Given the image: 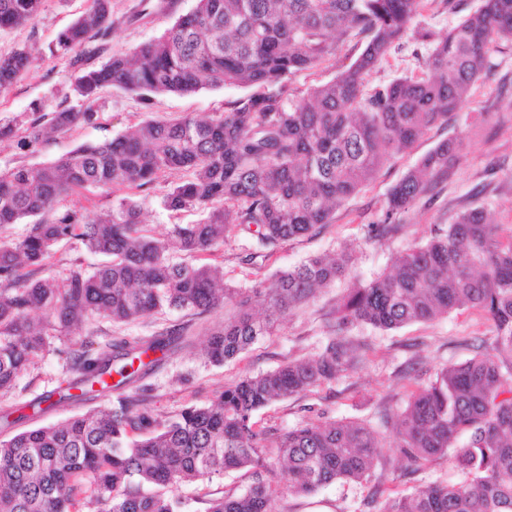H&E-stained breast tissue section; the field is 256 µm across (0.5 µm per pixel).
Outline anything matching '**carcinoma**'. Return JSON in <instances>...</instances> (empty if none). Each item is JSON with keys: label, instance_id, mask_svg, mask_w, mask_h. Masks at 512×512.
I'll return each instance as SVG.
<instances>
[{"label": "carcinoma", "instance_id": "1", "mask_svg": "<svg viewBox=\"0 0 512 512\" xmlns=\"http://www.w3.org/2000/svg\"><path fill=\"white\" fill-rule=\"evenodd\" d=\"M420 3L196 0L133 53L81 68L73 84L79 105L60 103L50 112L40 106L21 121L0 122V140L16 137L19 148L35 152L56 133L95 123L94 102L106 87L145 101L226 85L262 89L216 118L146 120L53 161L0 173V228L32 220L23 236L0 242V391L12 389L44 354L51 330L76 337L70 356L78 373L65 388L1 410L0 424L26 419V407L36 414L98 391L118 392L110 407L0 439V512H179L175 487L229 470L246 471L251 483L211 500L208 512H271L283 492L309 496L337 480L361 482L383 447L376 430L360 422L308 421L279 436L285 467L277 472L266 460L256 412L355 368L349 327L397 329L462 306L493 321V342L476 340L472 358L437 369L402 413L381 417L399 440L401 475L451 455L461 478L395 497L387 512H512V243L495 240L481 206L436 227L388 271L353 282L320 353L245 376L170 420L125 394L154 367L153 355L167 351L170 338L102 345L78 336L99 318L130 323L163 308L204 313L231 304L235 315L205 347L208 362L219 365L271 334L286 310L346 276L343 250L244 289L224 283L223 269L193 258L223 243L233 224L254 226L263 247L326 227L386 161L411 148L423 130L448 122L481 78L494 37L512 35V0H481L435 44L425 75L364 93L365 74L403 37ZM41 7L42 0H0V31L25 25ZM354 33L367 42L347 68L298 99L288 97L291 76L318 66ZM111 35L112 0H88L84 13L59 32L56 51L72 55L77 66ZM30 59L25 46L0 54L1 92L24 79ZM457 160L456 141L439 142L391 187L388 212L401 213L429 195ZM181 169L192 178L170 188L162 203L175 211L197 208L205 217L175 225L163 240L147 235L132 196L93 218L55 208L79 190L147 189L159 174ZM72 241L102 262L40 276L53 251ZM257 301L265 306L262 317L253 312Z\"/></svg>", "mask_w": 512, "mask_h": 512}]
</instances>
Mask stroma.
Segmentation results:
<instances>
[{
    "mask_svg": "<svg viewBox=\"0 0 512 512\" xmlns=\"http://www.w3.org/2000/svg\"><path fill=\"white\" fill-rule=\"evenodd\" d=\"M194 5L195 0H112V35L104 52L90 58V65H99L112 55L133 52ZM478 5L479 0H422L412 29L395 41L376 69L366 75L365 92H373L399 76L423 75L435 39ZM86 7V0H44L41 12L30 24L0 31V53L24 45L37 49L27 78L0 92V119L26 115L37 103L50 107L62 101L75 104L72 84L77 69L70 57L53 55L52 50L59 32ZM420 28L430 32V39L417 36ZM364 45L361 36L340 43L335 55L325 58L317 68L291 77L287 83L289 97H301L309 89L332 80L359 56ZM244 94V88L225 86L185 95L160 94L146 102L137 94L105 88L95 105V124L75 127L33 153L17 148L15 142H2L0 171L54 160L78 145L115 137L146 119L170 120L184 114L216 117L230 111ZM445 139L459 142L460 163L449 169L447 179L437 186L433 197L422 198L408 211L394 216L397 231L375 237L371 227L386 216L389 188ZM187 178V172L168 171L159 175L150 189L134 193L142 204L141 221L149 235L163 238L173 225L193 224L200 219L197 210L173 212L162 204L168 189ZM474 206L489 211L496 240L512 242V35L492 44L483 75L447 124L424 130L412 149L387 161L371 183L337 208L327 228L264 250L257 247L246 225L231 226L223 244L206 261L223 267L225 282L233 286H252L310 255L343 248L349 252L347 277L320 288L309 302L288 310L272 335L224 365L215 366L205 358L204 348L210 335L231 315L228 305L204 314L166 309L129 324L99 319L86 326L84 332L101 343L129 336L171 334L169 351L130 393L142 399L159 418L172 417L185 407L213 400L243 376L315 356L325 345L336 305L353 280L377 277L396 257L428 239L435 225L451 224L458 213ZM350 333L364 345V361L357 370L335 382L275 402L259 411L255 419L273 438L305 421H359L381 429L386 446L368 480L338 481L309 497L291 493L278 496L272 503L273 512H386L394 497L429 483L458 478L449 457L421 463L413 475L400 476L397 437L392 428L382 427L380 417L385 412L401 413L411 391L426 385L438 368L470 358L472 337L493 341L492 321L476 309L463 307L429 322H414L394 330L356 325ZM50 341V352L23 374L13 389L0 394V409L32 400L75 378L67 354L69 338L55 333ZM249 484L248 474L231 471L202 484L179 486L174 493L183 501L182 512H207L210 499L230 489L244 492Z\"/></svg>",
    "mask_w": 512,
    "mask_h": 512,
    "instance_id": "obj_1",
    "label": "stroma"
}]
</instances>
